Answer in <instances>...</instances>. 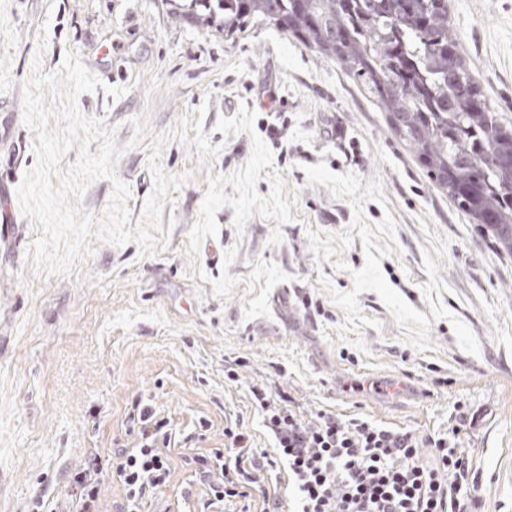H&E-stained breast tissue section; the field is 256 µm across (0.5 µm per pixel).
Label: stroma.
Listing matches in <instances>:
<instances>
[{
    "instance_id": "1",
    "label": "stroma",
    "mask_w": 512,
    "mask_h": 512,
    "mask_svg": "<svg viewBox=\"0 0 512 512\" xmlns=\"http://www.w3.org/2000/svg\"><path fill=\"white\" fill-rule=\"evenodd\" d=\"M448 19L490 108L512 119V0H448ZM69 54L102 83L77 106L126 148L116 173L132 219L153 189L149 146L128 145L132 119L146 117L153 138L208 104L203 131L220 152L206 170L196 148L163 146V171L193 177L165 205L175 225L152 256L98 242L73 272L47 274L29 253L40 229L14 210L0 234V512H33L42 495L65 503L70 471L129 445L137 399L176 434L170 480L143 512H208L187 458L223 447L235 421L257 451L275 446L254 386L283 391L308 418L330 411L423 437L446 434L465 406L477 510L512 512V260L352 75L272 25L228 38L172 18L166 0H0V211L36 162L22 88ZM242 104L256 113L253 134L215 131ZM254 134L286 181L292 222L256 216L240 236L224 207L217 237L190 257L208 174L243 166ZM260 261L289 279L272 290L269 316L248 320L243 279ZM225 271L239 283L223 298L212 281Z\"/></svg>"
}]
</instances>
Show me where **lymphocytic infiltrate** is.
I'll return each mask as SVG.
<instances>
[{
    "label": "lymphocytic infiltrate",
    "mask_w": 512,
    "mask_h": 512,
    "mask_svg": "<svg viewBox=\"0 0 512 512\" xmlns=\"http://www.w3.org/2000/svg\"><path fill=\"white\" fill-rule=\"evenodd\" d=\"M251 394L275 439L274 454L258 461L247 430L239 424L225 427L229 448L211 449L197 470L212 503H237L240 512H251L245 502L259 481V467L274 470L283 463L293 512H467L475 480L468 455L457 445L469 426L466 418L446 435L422 439L361 417L320 412L308 420L290 408L287 396L275 398L256 387ZM126 425L131 447L105 462L89 456L70 474L67 512H100L99 486L107 475L122 488V512H140L143 500L168 483V421L137 400ZM425 446L433 450L428 462L419 457Z\"/></svg>",
    "instance_id": "obj_1"
}]
</instances>
